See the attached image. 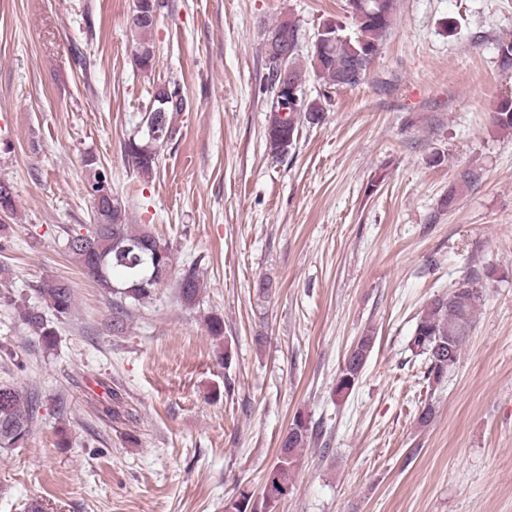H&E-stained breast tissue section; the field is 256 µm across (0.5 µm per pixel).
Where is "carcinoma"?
<instances>
[{
  "label": "carcinoma",
  "mask_w": 512,
  "mask_h": 512,
  "mask_svg": "<svg viewBox=\"0 0 512 512\" xmlns=\"http://www.w3.org/2000/svg\"><path fill=\"white\" fill-rule=\"evenodd\" d=\"M146 17L134 25L139 34L135 53V65L143 71L153 69L155 46L148 38L163 2L161 0H138ZM396 0H348L350 13L356 29L351 33L332 19L321 23L328 38L322 40V50L307 53V61L299 55L298 25L293 19L288 23L278 22L266 30L265 45L275 38L288 51L286 77L290 83L302 89L307 72H312L328 87L353 88L367 76L374 58L380 50L382 40L391 25ZM497 51L503 67H512V35L502 36L497 42ZM168 97L165 111H156L159 99ZM186 110L184 94L174 91L170 84L160 85L152 94L146 113V126L158 125V129H169L176 135L170 114ZM324 108L316 101H308V112L288 113L287 124H270L267 145L271 154L285 156L292 148L298 134V120L305 118L310 124L321 119ZM492 122L502 132L512 133V98L499 101L492 114ZM168 141L153 134L146 139L138 136L124 143V155L132 170L149 176L157 170L160 150ZM481 180L480 169L469 167L460 171L456 181L442 198L441 207L451 210L458 199L474 188ZM95 225L97 234L86 236L79 232L68 235L66 249L70 256L93 279L99 288L113 295V322L115 332L123 330V314L127 305L142 304L151 299L160 282H150L156 267L172 266L170 249L156 253L157 242L151 233L126 222L119 204L112 197L95 201ZM132 245L125 252L116 251L115 243ZM179 298L187 305H194L199 298L202 282L196 271H184L177 285ZM42 306L24 305L19 308L22 323L38 336L41 344L51 347L56 331L48 319V313L64 315L73 306V291L63 279L46 281L39 289ZM482 294L475 287L474 279H463L446 294L428 301L421 309L410 336L408 347L416 357L424 358L425 376L436 382L448 378L450 366L457 365L462 351L473 329ZM365 353L353 356L345 362L336 379L335 392L344 396L358 383L362 370L373 348V337L366 334L360 339ZM36 403L23 390L11 385H0V448H13L25 440L31 429ZM314 427L303 415L294 416L291 426L281 441L277 461L264 477V490L256 496L241 490L227 504L226 512H276L280 501L288 497L294 488V475L298 458L312 438Z\"/></svg>",
  "instance_id": "cac0c4a2"
}]
</instances>
